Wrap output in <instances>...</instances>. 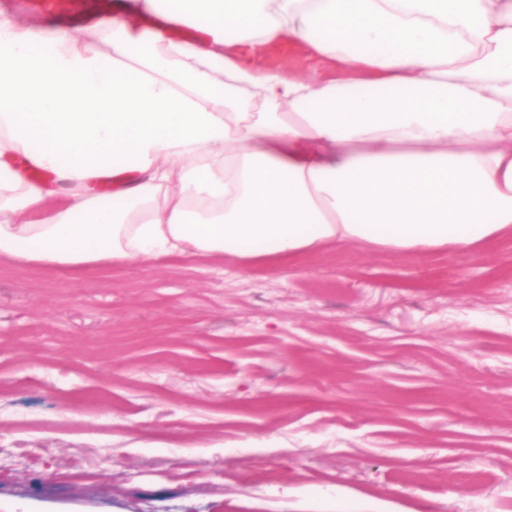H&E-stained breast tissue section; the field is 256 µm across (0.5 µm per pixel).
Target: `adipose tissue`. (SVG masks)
<instances>
[{
    "mask_svg": "<svg viewBox=\"0 0 512 512\" xmlns=\"http://www.w3.org/2000/svg\"><path fill=\"white\" fill-rule=\"evenodd\" d=\"M144 12L205 36L138 30ZM233 35L370 77L253 69ZM507 233L512 0H136L103 47L0 16V257L75 276L174 254L277 267Z\"/></svg>",
    "mask_w": 512,
    "mask_h": 512,
    "instance_id": "1",
    "label": "adipose tissue"
}]
</instances>
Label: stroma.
Segmentation results:
<instances>
[{"mask_svg":"<svg viewBox=\"0 0 512 512\" xmlns=\"http://www.w3.org/2000/svg\"><path fill=\"white\" fill-rule=\"evenodd\" d=\"M0 512H512V237L79 279L1 257Z\"/></svg>","mask_w":512,"mask_h":512,"instance_id":"obj_1","label":"stroma"}]
</instances>
